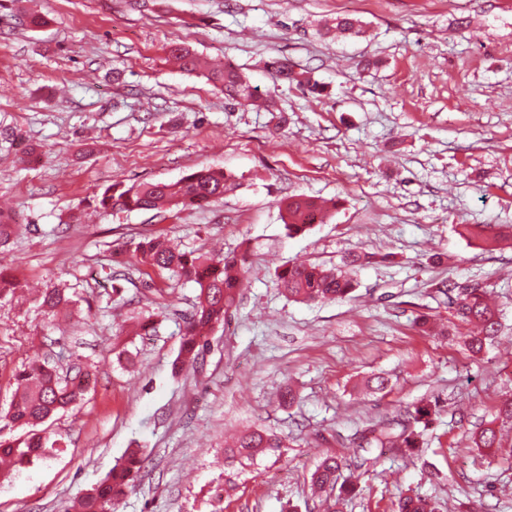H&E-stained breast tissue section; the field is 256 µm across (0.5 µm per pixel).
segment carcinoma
I'll list each match as a JSON object with an SVG mask.
<instances>
[{
	"instance_id": "obj_1",
	"label": "carcinoma",
	"mask_w": 512,
	"mask_h": 512,
	"mask_svg": "<svg viewBox=\"0 0 512 512\" xmlns=\"http://www.w3.org/2000/svg\"><path fill=\"white\" fill-rule=\"evenodd\" d=\"M171 56L180 60L182 67L190 72L201 71L199 59L187 47L175 44L169 47ZM274 68L279 78L299 87L310 84L304 73L297 72L287 59H278ZM203 76L214 86L224 91V99L238 103L254 100V92L245 77L235 68L206 71ZM229 176L221 168H205L192 172L172 183L144 182L117 189L111 184L97 195L100 208L112 210H148L161 206L169 208H202L224 196ZM325 207L311 197L291 198L285 205L287 221L285 227L291 236L307 232ZM460 234L479 242L491 250L503 238L500 232L493 233L486 225L462 224ZM246 257L236 255L224 258L219 266L211 262L204 253H190L177 248L163 236L146 238L136 247L135 264L166 276L173 282H192L198 288L193 311L186 319L179 354L174 369L182 370L195 364L203 355L207 340L202 333L224 325L236 307L240 288V271ZM277 284L282 293L293 301L344 300L354 291V281L334 268L312 263L286 266L276 271ZM438 292L448 298V306L454 317L477 327L478 333L467 339L469 350L480 354L498 337L500 317L497 309L486 298V288H474L465 295L459 294L456 285L443 283ZM40 307L56 317L73 306V300L59 288H48L39 297ZM14 391L7 412L0 416L6 425L19 429L30 428L25 435L13 440L0 439V460L23 465L46 455L48 440L42 433L32 429L54 415L78 404L85 396L84 373L75 367L62 375L46 362L31 360L13 374ZM440 412V401L421 400L399 411L398 418L383 426H372L361 432L360 447L391 448L395 445L413 450L420 447L423 432L433 423ZM478 448H495L499 439L495 428L483 427L474 437ZM283 441L265 430H253L243 434L236 445L228 449V457L251 459L268 448H281ZM139 450L131 448L117 462L107 476L96 486L87 490L78 502L79 512H112L114 503L125 494L142 467ZM347 460L338 456H327L316 466L311 475L312 485L318 489L340 488L344 492L352 486L337 485ZM396 512H436L432 502L421 496H406L396 504Z\"/></svg>"
}]
</instances>
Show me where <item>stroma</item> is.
Instances as JSON below:
<instances>
[{"instance_id": "35a3bbf8", "label": "stroma", "mask_w": 512, "mask_h": 512, "mask_svg": "<svg viewBox=\"0 0 512 512\" xmlns=\"http://www.w3.org/2000/svg\"><path fill=\"white\" fill-rule=\"evenodd\" d=\"M31 12L46 26L28 27ZM344 16L361 35L337 36ZM173 44L241 70L275 111L226 101L168 61ZM284 57L318 92L275 78ZM0 123V209L19 223L0 266L27 287L0 299V413L30 357L89 374L84 401L44 425L57 447L0 479V512H65L131 448L144 467L115 512H323L310 477L328 455L359 462L340 512L415 494L438 512H512V419L496 415L512 399V248L458 231L512 228V0H0ZM204 167L231 177L209 207L94 209L110 184ZM297 195L330 208L291 237L281 205ZM157 235L248 258L236 310L178 373L197 289L131 266ZM353 253L368 261L348 299L294 302L277 285L280 266ZM443 281L493 294L502 328L480 356ZM58 284L80 318L38 307ZM421 314L459 335L422 332ZM378 374L386 391L366 390ZM434 397L443 411L420 448L350 444ZM487 424L501 447H475ZM256 428L284 447L227 460L225 440ZM459 226L462 236L478 241L479 244L487 250H493L494 247L499 245L503 238L502 232L492 233L491 230L488 229V225L462 224Z\"/></svg>"}]
</instances>
